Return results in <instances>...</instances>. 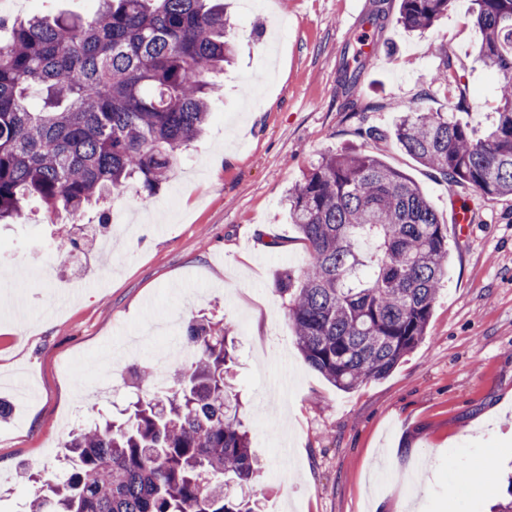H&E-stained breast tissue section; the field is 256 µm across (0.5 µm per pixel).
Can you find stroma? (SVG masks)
I'll use <instances>...</instances> for the list:
<instances>
[{
  "label": "stroma",
  "instance_id": "stroma-1",
  "mask_svg": "<svg viewBox=\"0 0 512 512\" xmlns=\"http://www.w3.org/2000/svg\"><path fill=\"white\" fill-rule=\"evenodd\" d=\"M238 52L210 100L203 139L179 155L154 195L128 189L107 204L112 236L95 249L74 227L78 260L36 263L54 224L31 204L0 224V512H23L27 462L61 471L64 445L91 405L119 413L154 395L184 366L177 350L193 317L232 326L234 384L251 449L264 465L263 512H490L512 473V195L485 197L435 176L389 139L399 112H456L484 131L498 74L475 53L472 0L420 34L387 25L360 81L339 83L357 47L351 0H228ZM97 0H0V15L64 10L87 17ZM465 64L467 109L431 81L441 51ZM372 150L425 192L448 226V280L423 341L387 377L344 392L297 348L275 275L301 272L310 250L281 203L329 151ZM471 207L460 233L455 202ZM75 371L63 370L65 362ZM156 377L133 384L138 364ZM481 471L484 489L457 478Z\"/></svg>",
  "mask_w": 512,
  "mask_h": 512
}]
</instances>
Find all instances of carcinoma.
Segmentation results:
<instances>
[{
    "instance_id": "1",
    "label": "carcinoma",
    "mask_w": 512,
    "mask_h": 512,
    "mask_svg": "<svg viewBox=\"0 0 512 512\" xmlns=\"http://www.w3.org/2000/svg\"><path fill=\"white\" fill-rule=\"evenodd\" d=\"M450 0H374V34L395 18L428 29ZM478 55L499 74V99L481 135L441 112L408 110L387 137L450 183L484 196L512 194V0H475ZM235 45L214 0H98L89 19L0 17V222L28 203L72 217L129 187L154 194L179 153L209 123L210 75ZM370 63L345 60L354 83ZM461 64L441 52L432 82L468 105ZM288 216L310 249L300 277L275 285L307 362L339 390L387 376L423 340L448 277V228L421 187L370 151H329L288 189ZM229 328L191 321L190 365L161 396L139 398L122 417L101 416L65 444V476L34 463L29 512H260L257 496H233L260 470L240 399L227 381Z\"/></svg>"
}]
</instances>
